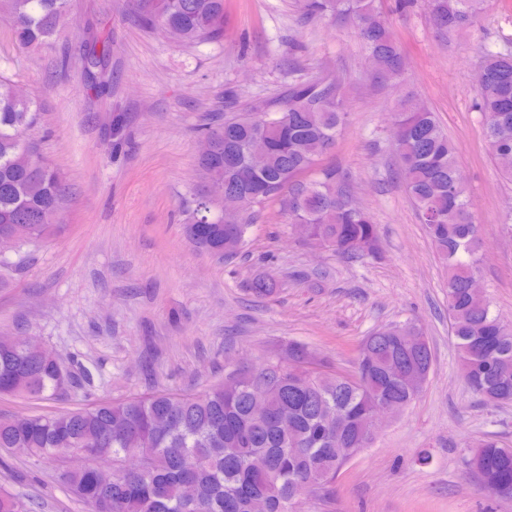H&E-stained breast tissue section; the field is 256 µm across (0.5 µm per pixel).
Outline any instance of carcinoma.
Masks as SVG:
<instances>
[{
	"label": "carcinoma",
	"instance_id": "obj_1",
	"mask_svg": "<svg viewBox=\"0 0 512 512\" xmlns=\"http://www.w3.org/2000/svg\"><path fill=\"white\" fill-rule=\"evenodd\" d=\"M141 22L184 43L218 42L224 37V0H132ZM375 0H304L312 18L332 12L349 15L379 77L403 76L402 53ZM71 0H0V11L15 19V35L28 47H41L73 24ZM433 24L452 34L472 23L477 0H427ZM110 50L91 42L83 67L97 94L111 85L106 68ZM486 82L477 90L485 118L491 157H512V52L488 50L481 60ZM41 111L33 98H21L0 75V235L19 234L20 246L38 243L55 230L65 197L62 174L48 166L26 132ZM393 112L403 121L397 152L405 189L448 272V312L462 374L470 389L492 405L512 402V328L504 331L489 302L471 291L479 273L483 241L458 182L456 146L434 112L410 97L398 99ZM339 86L317 78L288 87V93L260 112L237 111L208 131L213 151L199 159L209 189L220 186L256 198L259 207L279 200L288 222L310 225L313 243L351 260L380 250L372 216L349 204L345 176L316 170L319 157L333 148L345 123ZM277 147L262 164L251 147L265 131ZM317 171L314 179L299 175ZM254 212L239 224L217 214L189 239L210 254L224 257V235L246 236ZM401 324L390 334L365 339L349 376L301 375L283 369L276 381L262 383L265 364L245 376L238 388L218 383L198 395L155 393L145 398L103 402L55 415L1 416L0 448H26L35 457L54 460L67 451L89 449L99 463L112 464L104 484L85 467L67 468L60 479L91 512H293L299 484L316 475L327 484L354 454L370 447L367 424L374 401L390 398L411 404L414 398L398 371L424 365L425 352L404 345ZM499 331L502 342L488 350L480 336ZM60 357L22 346L0 347V393L52 396L60 381ZM266 415L255 418V401ZM491 460L487 482L512 474V448L495 440L478 446ZM131 452L145 457L138 473L120 471ZM0 512H29L22 500L0 492Z\"/></svg>",
	"mask_w": 512,
	"mask_h": 512
}]
</instances>
